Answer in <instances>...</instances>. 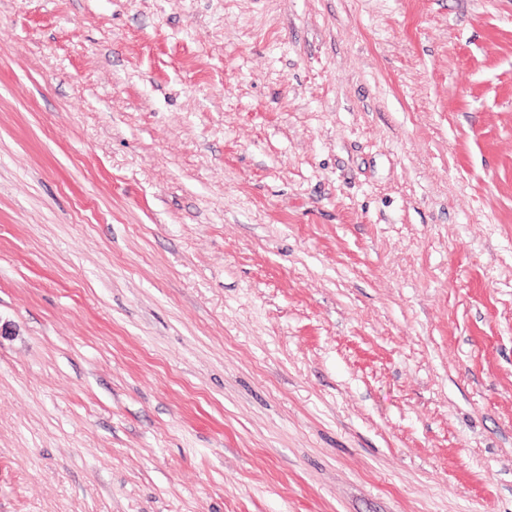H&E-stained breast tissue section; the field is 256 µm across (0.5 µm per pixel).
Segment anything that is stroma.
Listing matches in <instances>:
<instances>
[{
  "instance_id": "obj_1",
  "label": "stroma",
  "mask_w": 512,
  "mask_h": 512,
  "mask_svg": "<svg viewBox=\"0 0 512 512\" xmlns=\"http://www.w3.org/2000/svg\"><path fill=\"white\" fill-rule=\"evenodd\" d=\"M0 512H512V0H0Z\"/></svg>"
}]
</instances>
